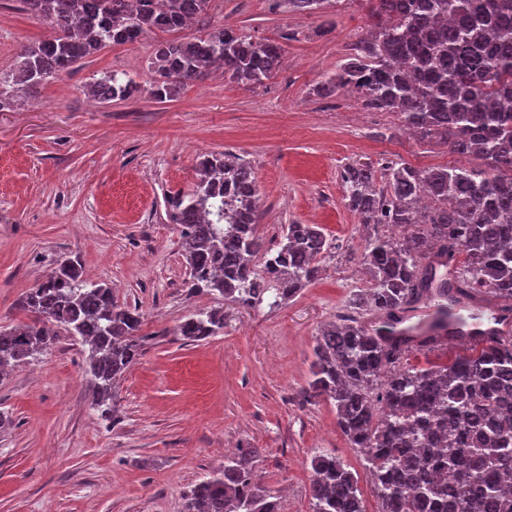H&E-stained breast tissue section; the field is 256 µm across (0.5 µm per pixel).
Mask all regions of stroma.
Wrapping results in <instances>:
<instances>
[{"label":"stroma","instance_id":"stroma-1","mask_svg":"<svg viewBox=\"0 0 512 512\" xmlns=\"http://www.w3.org/2000/svg\"><path fill=\"white\" fill-rule=\"evenodd\" d=\"M368 0H330L313 13L287 0H211L215 18L283 47L260 86L215 71L175 96L140 91L95 103L89 84L116 71L145 83L153 37L110 45L66 77L0 107V330L34 323L18 301L61 260L110 285L143 317L145 351L117 383L115 421L101 418L78 339L0 377V512H182L189 487L224 466V449L256 448L261 484L281 512H312L309 459L335 451L359 478L367 512L378 499L365 461L337 423L333 401L302 402L319 329L365 284L370 230L345 204L344 165L475 169L481 162L406 130L395 112L358 94H317L364 35ZM48 28L0 0V73ZM249 161L259 235L297 222L331 243L318 279L283 304L252 306L187 292L179 232L164 198L189 192L199 155ZM224 312V331L199 343L176 336L185 316Z\"/></svg>","mask_w":512,"mask_h":512}]
</instances>
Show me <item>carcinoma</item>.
<instances>
[{"label": "carcinoma", "mask_w": 512, "mask_h": 512, "mask_svg": "<svg viewBox=\"0 0 512 512\" xmlns=\"http://www.w3.org/2000/svg\"><path fill=\"white\" fill-rule=\"evenodd\" d=\"M52 35L25 45L6 83L33 93L109 44L154 43L149 90L157 100L220 70L230 81L256 86L275 75L283 48L254 41L215 23L210 0H19ZM368 35L321 95L349 88L366 107L400 113L420 138L471 154L482 169L384 168L376 186L370 164L341 171L345 200L373 228L362 264L366 287L349 310L316 336L302 401L326 397L337 422L360 449L379 501L378 512H512V337H491L425 366L408 363L415 351L434 352L481 324L462 300H493L512 312V0H379ZM196 34L179 37L187 23ZM141 85L111 73L88 88L101 101L129 99ZM187 194L165 197L188 273V294L208 293L243 305L293 298L321 273L330 248L316 224H287L280 241L263 242L256 178L250 162L227 152L198 159ZM410 230L398 244L379 228ZM464 255L455 267L458 255ZM435 308L430 330L398 327L419 305ZM19 307L39 322L0 330V374L54 344L63 326L87 346L96 405L113 417L115 385L142 354V315L119 305L112 288L86 280L68 258ZM378 316L368 329L364 313ZM224 331V311L191 313L176 328L186 342ZM258 449L241 448L224 468L194 484L184 512H280L279 497L263 488ZM312 512H366L357 478L333 451L311 456Z\"/></svg>", "instance_id": "carcinoma-1"}]
</instances>
